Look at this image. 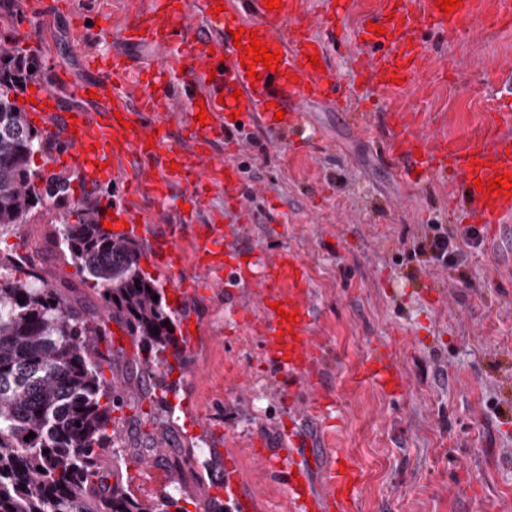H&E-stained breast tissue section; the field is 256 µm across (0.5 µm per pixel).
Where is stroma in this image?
Masks as SVG:
<instances>
[{
    "mask_svg": "<svg viewBox=\"0 0 512 512\" xmlns=\"http://www.w3.org/2000/svg\"><path fill=\"white\" fill-rule=\"evenodd\" d=\"M130 2L61 0L51 15L30 16L27 0H15L0 30L37 57L39 82L67 96L88 76L85 57L117 51L145 68L159 64L153 46L121 43L99 24L112 10L130 11ZM379 7L380 0H355L336 26L345 46L330 56L349 112L366 113L372 133L341 117L334 103L312 101L302 142L276 141L253 126L223 156L240 171L242 203L253 216L242 246L288 249L304 264L319 304V383L335 402L333 421L290 408L284 374L262 363L253 330L234 323L235 309L257 310L253 293L228 298L198 284L173 309L188 350L171 363V391L156 388L157 371L125 329L113 332L112 359L102 365L117 400L116 478L138 488L145 506L158 498L139 461L154 457L168 473L195 448L198 457L171 488L183 512H199L207 497L223 502L224 512H244L254 501L264 512H287L282 476L259 464L253 448L260 439L285 449L294 427L314 447L328 440L344 450L359 475L351 512H512V226L484 240L465 266L420 265L409 252L423 225L466 227L455 192L431 175L403 176L381 152L394 113L432 136L482 141L493 116L486 103L499 101L512 78V26H463L454 41L429 47L413 86L385 90L355 66L359 22ZM124 189L120 182L91 198L74 191L50 198L26 223L0 228V254L19 262L15 277L38 275L72 295L84 315L103 314V300L60 249L57 227L120 202ZM376 347L403 378L398 396L359 377ZM229 462L239 493L228 499Z\"/></svg>",
    "mask_w": 512,
    "mask_h": 512,
    "instance_id": "obj_1",
    "label": "stroma"
}]
</instances>
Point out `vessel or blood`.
Wrapping results in <instances>:
<instances>
[{"instance_id": "b4317fda", "label": "vessel or blood", "mask_w": 512, "mask_h": 512, "mask_svg": "<svg viewBox=\"0 0 512 512\" xmlns=\"http://www.w3.org/2000/svg\"><path fill=\"white\" fill-rule=\"evenodd\" d=\"M460 8L443 13L437 0H383L371 23L361 24L357 37L363 48L358 58L361 76L387 89L392 78L412 84L425 57L429 37L448 38L462 25L488 18L512 17V0H499L488 10L486 0H461ZM217 0H147L144 8L125 17L117 33L122 42L147 43L162 55L154 69L138 66L130 56L113 53L109 66L93 72L74 89L73 100L63 99L40 85H32L23 99L25 111L45 124L53 153L66 171L77 177L79 193L95 194L104 185L117 182L122 170L135 158L155 160L156 169H140L127 185L132 197L148 194L156 200L171 198L174 188L185 191L183 201L191 211L205 208L207 196L223 191L228 205H239L241 177L236 168L216 156L215 146L226 128L238 130L259 123L267 135L280 139L301 136L303 108L310 101L340 102L339 82L333 67L311 68L307 57L328 58L316 27L335 28L347 14L351 0H330L329 8L316 22L304 20V0H280L269 10L264 0H253L257 21H247L234 0L217 10ZM383 35H375V27ZM244 30L234 39L235 30ZM257 37L280 62L276 71L256 64L255 77L241 66L243 45ZM179 78L188 92V106L180 123L188 150L172 145L171 80ZM240 99H232L234 91ZM206 107L207 122L195 116ZM284 110L275 120L276 110ZM386 158L404 174L422 170L450 180L460 189L469 223L479 227L502 224L512 216V195L476 191L475 180H493L512 172V113L498 112L492 131L480 143L461 146L445 140L403 130L401 138L385 151ZM115 217L118 225L138 229L144 215L130 202L113 211L96 212L98 222ZM222 216L206 224L172 225L165 244L154 248L151 262L160 268L182 270L184 259L178 242L190 235L196 268L212 286L248 288L259 284L257 293L262 318L250 311L237 312V322L251 327L259 338L265 361L287 373L289 402H296L298 385L312 386L320 366L313 338L316 308L310 284L297 254L282 249L274 255L243 252L234 242L239 225L223 226ZM295 322H286V314ZM365 376L390 395L402 388L400 374L382 355L368 356ZM288 453L260 448L256 459L280 473L288 491L290 512H348V502L357 480L354 466L344 465L340 451L326 450L321 457L304 455L307 438L290 434Z\"/></svg>"}]
</instances>
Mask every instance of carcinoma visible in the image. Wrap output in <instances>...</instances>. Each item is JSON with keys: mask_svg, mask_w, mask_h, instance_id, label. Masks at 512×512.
Masks as SVG:
<instances>
[{"mask_svg": "<svg viewBox=\"0 0 512 512\" xmlns=\"http://www.w3.org/2000/svg\"><path fill=\"white\" fill-rule=\"evenodd\" d=\"M37 73V58L0 35L1 228L43 204L31 168L42 133L18 104ZM58 243L98 289L108 318L151 354L146 362L165 363L179 339L163 288L140 266V244L114 236L90 212L60 225ZM9 267L0 261V512H171L178 500L168 494L157 509L95 481L112 447L115 404L101 377L110 359L98 348L111 340L105 320L81 314L38 276L11 278Z\"/></svg>", "mask_w": 512, "mask_h": 512, "instance_id": "carcinoma-1", "label": "carcinoma"}]
</instances>
